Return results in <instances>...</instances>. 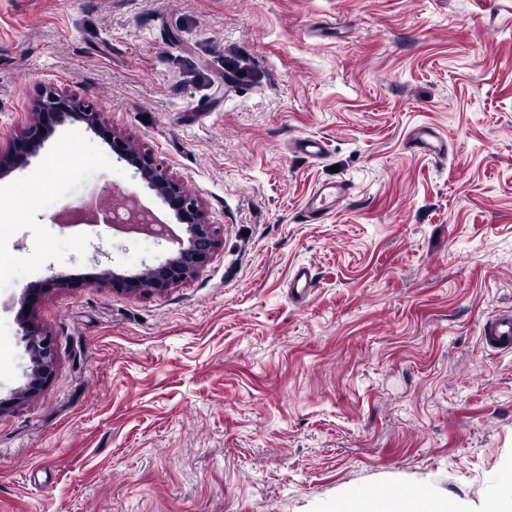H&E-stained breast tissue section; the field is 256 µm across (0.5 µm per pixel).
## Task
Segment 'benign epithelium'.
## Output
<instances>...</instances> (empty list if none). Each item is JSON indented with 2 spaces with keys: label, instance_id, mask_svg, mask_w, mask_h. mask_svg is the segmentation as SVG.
Here are the masks:
<instances>
[{
  "label": "benign epithelium",
  "instance_id": "obj_1",
  "mask_svg": "<svg viewBox=\"0 0 512 512\" xmlns=\"http://www.w3.org/2000/svg\"><path fill=\"white\" fill-rule=\"evenodd\" d=\"M68 119L85 123L87 128L102 137L119 159L134 167L179 223L186 225L187 238L174 255L137 274H119L106 269L81 277L56 275L28 289L21 298L18 319L25 330L26 349L32 368L26 388L15 397L17 401L40 391L56 373L55 342L34 324L36 308L47 292L73 291L103 282L119 294H163L195 278L210 263L220 244L218 226L209 222L201 206L187 193L181 181L156 163L151 154L140 151L130 140L112 130L103 113L94 111L79 99L61 96L51 89L43 92L32 117L25 121L6 146H0V176L26 166L30 157L38 153L53 127ZM101 197L112 204V207L103 210L106 224H111L109 212L122 210L129 216L128 223L132 224L127 232L154 235V231L141 223L140 217L149 215L154 224L160 223V220L140 204L135 193L106 186L101 191Z\"/></svg>",
  "mask_w": 512,
  "mask_h": 512
}]
</instances>
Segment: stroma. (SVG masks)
Instances as JSON below:
<instances>
[{"label": "stroma", "mask_w": 512, "mask_h": 512, "mask_svg": "<svg viewBox=\"0 0 512 512\" xmlns=\"http://www.w3.org/2000/svg\"><path fill=\"white\" fill-rule=\"evenodd\" d=\"M45 88L151 153L222 241L161 295L46 294L56 373L17 403L26 288L173 253L55 215L116 184L173 216L78 121L0 178V512L475 501L512 467V350L480 341L512 309V0H0L1 144ZM418 125L447 157L410 142ZM302 265L318 286L297 300ZM354 186L349 181H341L331 186H321L310 196L305 213L308 222H316L325 216V212L336 206V203L351 196ZM328 199H331L328 202Z\"/></svg>", "instance_id": "obj_1"}]
</instances>
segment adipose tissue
<instances>
[{"label": "adipose tissue", "mask_w": 512, "mask_h": 512, "mask_svg": "<svg viewBox=\"0 0 512 512\" xmlns=\"http://www.w3.org/2000/svg\"><path fill=\"white\" fill-rule=\"evenodd\" d=\"M334 512H512V468L504 470L496 487L475 502L431 490L383 497L365 490L337 497Z\"/></svg>", "instance_id": "obj_1"}]
</instances>
